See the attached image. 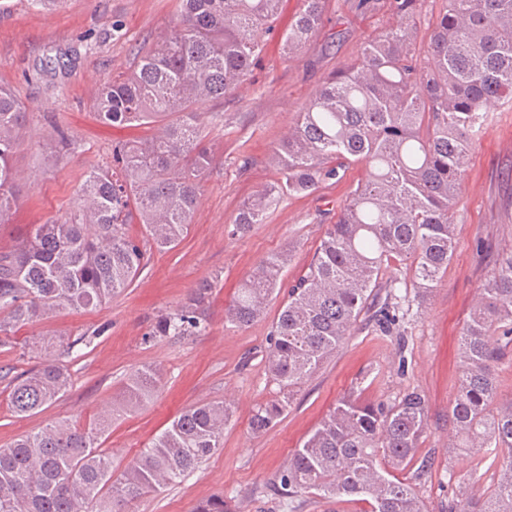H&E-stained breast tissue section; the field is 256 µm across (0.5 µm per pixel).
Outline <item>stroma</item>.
Listing matches in <instances>:
<instances>
[{
  "label": "stroma",
  "instance_id": "1",
  "mask_svg": "<svg viewBox=\"0 0 512 512\" xmlns=\"http://www.w3.org/2000/svg\"><path fill=\"white\" fill-rule=\"evenodd\" d=\"M176 6V0H65L60 7L37 10L28 0H0V84L8 85L30 114V131L21 139L15 164L22 173H40L37 181L21 184L20 200L6 223L17 228L63 217L74 207L87 172L110 162L113 140L143 136L140 128L100 124L94 99L100 84L128 69L144 42L168 30ZM377 21L358 0H327L322 27L298 56L285 57L278 37L269 39L234 101L212 107L203 136L215 168L204 181L188 236L172 250L153 253L137 280L101 308L59 309L20 329L12 346L0 348V448L56 419L93 424L129 375L152 365L161 374L154 400L116 417L107 432L103 448L114 471H123L186 407L223 400L233 417L222 448L181 482L139 498L133 512H194L201 501L216 496L224 497L233 512H285L274 483L295 448L355 385L369 399L392 400L409 387L424 394L430 423L423 447L438 452L421 492L427 512H441L450 484L467 486L476 497L493 481L494 468L469 457L449 459L448 408L456 394L462 328L485 280L475 241L512 247L508 103L495 107L470 152L455 214L457 247L430 299L394 333L374 325L354 330L280 422L262 435L249 428L255 407L275 389L264 357L279 304L271 302L265 316L245 328L225 323L224 306L240 282L275 252H291L285 282L293 284L326 225L338 217L360 170L351 168L334 184L288 196L267 223L245 236L230 237L228 225L242 200L275 178L271 149L323 75L354 59ZM116 23L122 27L117 37L111 34ZM57 125L74 139V149L52 151ZM216 275L221 286L204 331L145 340L160 311L175 308L199 281ZM101 325L106 331L91 346L77 344L82 333ZM59 339L76 343L67 360L71 388L43 412L15 416L7 383L41 364L32 346Z\"/></svg>",
  "mask_w": 512,
  "mask_h": 512
}]
</instances>
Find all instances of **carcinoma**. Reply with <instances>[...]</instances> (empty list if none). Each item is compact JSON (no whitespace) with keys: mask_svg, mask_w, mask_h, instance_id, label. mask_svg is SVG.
<instances>
[{"mask_svg":"<svg viewBox=\"0 0 512 512\" xmlns=\"http://www.w3.org/2000/svg\"><path fill=\"white\" fill-rule=\"evenodd\" d=\"M284 0H178L171 29L137 56L126 73L98 89L96 116L115 127L156 123L146 138L112 143V164L91 169L73 209L61 220L27 224L0 246V346L18 329L62 307L93 310L128 288L152 250L175 248L188 234L213 158L203 144V106L235 95L252 77ZM327 0H299L279 34L298 54L323 21ZM429 40H419L427 0H360L389 14L357 57L323 76L272 148L274 181L238 208L228 227L242 236L267 222L287 196L362 169L336 222L327 225L305 271L281 294L290 255H268L242 281L224 322L242 328L278 296L265 357L274 396L252 414L261 434L288 413L298 392L361 321L383 331L406 319L448 272L456 249L455 210L468 156L492 108L512 102V0H438ZM27 110L0 86V220L16 206L21 174L14 157ZM141 224L145 235H130ZM487 276L462 331L457 394L448 409L455 442L478 462H502L477 499L463 488L445 512H512V392L497 371L512 364V249L480 243ZM406 263L410 282L387 273ZM206 278L177 308L157 315L146 336H191L207 327L212 292ZM412 285L413 295L397 294ZM152 366L137 369L120 399L87 429L52 421L0 448V512H127L141 496L193 472L221 447L232 409L225 401L185 408L119 476L101 450L112 417L133 412L157 393ZM58 356L7 386L11 411L36 415L71 387ZM429 407L413 387L393 400L368 401L362 388L340 396L295 449L274 491L297 512L303 494L341 497L369 512H424L420 490L435 453L419 455ZM195 512H231L222 497Z\"/></svg>","mask_w":512,"mask_h":512,"instance_id":"carcinoma-1","label":"carcinoma"}]
</instances>
